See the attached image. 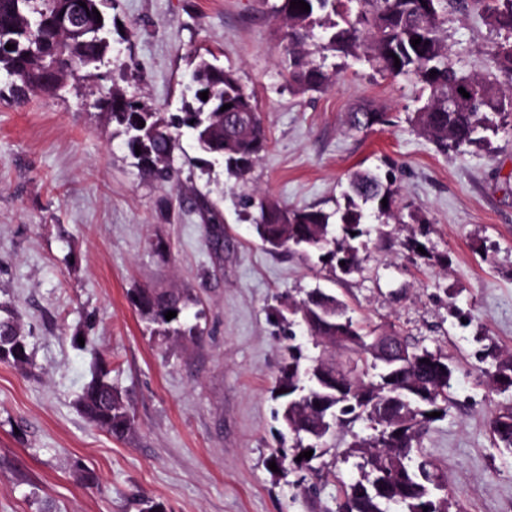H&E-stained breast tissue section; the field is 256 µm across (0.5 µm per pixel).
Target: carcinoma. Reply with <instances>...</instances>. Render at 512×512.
<instances>
[{
	"instance_id": "obj_1",
	"label": "carcinoma",
	"mask_w": 512,
	"mask_h": 512,
	"mask_svg": "<svg viewBox=\"0 0 512 512\" xmlns=\"http://www.w3.org/2000/svg\"><path fill=\"white\" fill-rule=\"evenodd\" d=\"M85 6H80V3ZM112 0H0V73L14 103L21 105L38 92H58L67 78L83 69L96 68L112 51L109 41L111 18L106 8ZM291 0H277L274 17L283 46L284 71L288 85L297 94L321 92L335 83L338 70L327 64L328 54L352 57L368 63L378 73L391 77L413 75L428 92L424 104L412 113L411 123L442 152L462 151L496 134L512 116V95L507 94L497 76H475L456 65L441 37L447 0H305L310 11L290 8ZM465 7L480 8L486 25L508 33L489 54L497 71L512 77V0H460ZM101 18H96L93 10ZM73 12L86 30L74 34L61 28L57 20ZM421 38L420 45L412 40ZM14 49H6V44ZM400 67L394 66V59ZM192 87L198 106H187L183 114L165 121L139 105V101L114 87L98 101L113 121L124 127L130 153L140 146L139 163L157 180L170 183L176 172L169 159L177 144L176 131H192L200 152L220 157L227 171L242 176L264 152L269 143L267 129L257 111L254 95L235 71L203 57L195 64ZM473 89L477 99L460 97L448 107V94L459 88ZM208 92L202 100L200 93ZM231 108L223 111L221 107ZM389 122L386 113L363 105L351 113V126L369 130ZM144 127H139V124ZM347 203L332 212L315 207L291 208L262 197L251 202L256 208L254 229L263 244L276 249H301L319 253V259L345 262V274L361 268L359 247L354 242L365 235L367 215L360 203L376 204L377 216L390 213L395 203L391 182L371 172L350 178ZM387 205H382V200ZM188 298L176 291L140 289L134 305L152 322L170 325L182 313ZM306 332L326 351L341 350L346 363L319 356L318 364L343 386L355 390L341 392L321 388L317 377L307 380L300 367L301 353L288 347V360L279 369L273 390L281 401L277 412L283 427L294 436L291 462L299 470H310V460L326 454L324 448L334 433H322V418L316 409L328 407L335 427L356 421L371 423L372 433L355 441L354 448H371L361 455L365 472L360 486L368 489L365 498L358 487L341 489L336 512H447L448 498L439 496V472L435 464L421 456L422 435L439 412L448 414V388L455 366L442 354L405 343L411 358L423 355L430 363L400 375L386 367L374 351L353 341L371 336L349 314L347 305L335 294L315 288L294 303ZM0 362L21 369L29 364L26 336L12 316L0 317ZM485 375L497 383L508 380L503 390L512 388V356L494 364ZM287 392L282 393L280 389ZM78 405L90 422L115 438L128 436L134 428L122 393L112 385L104 368L94 371L79 397ZM497 447L512 451V407L501 408L491 424ZM311 450V459L297 460Z\"/></svg>"
}]
</instances>
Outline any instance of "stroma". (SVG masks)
Here are the masks:
<instances>
[{
    "instance_id": "1",
    "label": "stroma",
    "mask_w": 512,
    "mask_h": 512,
    "mask_svg": "<svg viewBox=\"0 0 512 512\" xmlns=\"http://www.w3.org/2000/svg\"><path fill=\"white\" fill-rule=\"evenodd\" d=\"M109 14L110 63L61 95L0 100V309L29 330L31 357L24 371L0 362V512H139L144 499L166 512H336L342 486L362 478L348 447L369 422L336 432L313 470L269 467L281 448L271 388L286 348L320 353L272 309L315 288L365 329L448 355L458 368L450 407L421 453L448 485V512H512V454L489 428L512 391L491 390L484 375L512 353V134L440 152L408 120L417 80L352 58L335 57L329 90L294 93L265 0H116ZM446 27L451 58L490 71L497 35L479 12L449 10ZM199 56L253 92L269 145L236 178L182 130L178 177L162 185L96 103L115 85L171 118ZM362 103L391 125L351 130ZM358 170L390 175L396 199L394 218H367L360 272L263 245L245 195L332 211ZM142 288L188 295L180 321L202 338L162 334L132 302ZM98 366L129 403L125 438L77 405Z\"/></svg>"
}]
</instances>
